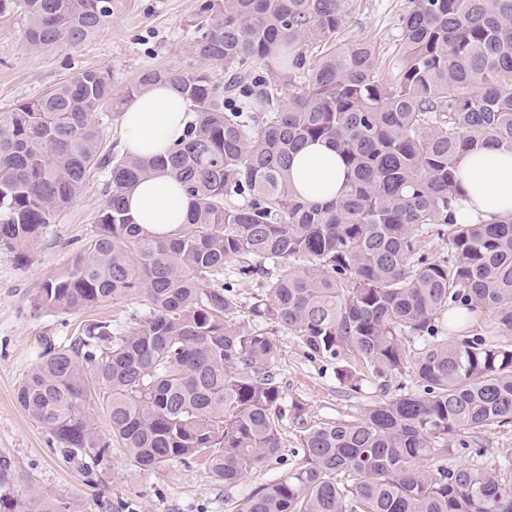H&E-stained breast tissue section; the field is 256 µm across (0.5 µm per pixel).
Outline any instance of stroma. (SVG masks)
I'll use <instances>...</instances> for the list:
<instances>
[{
    "mask_svg": "<svg viewBox=\"0 0 512 512\" xmlns=\"http://www.w3.org/2000/svg\"><path fill=\"white\" fill-rule=\"evenodd\" d=\"M200 0H128L112 24L74 48L40 51L27 47L16 17L0 18V110L37 97L87 68L107 71L115 88L131 83L149 67L208 72L224 78L222 66L193 56L189 45ZM408 0H356L339 38L372 42L380 55L381 76L398 38L399 17ZM106 173L92 171L82 195L47 225L26 257L0 248V455L13 462L14 500L33 505L52 496L72 502L77 512H232L254 487L287 474L299 443L301 425L285 419L278 458L252 471L240 485L215 481L199 462L171 461L143 471L120 450L98 484L88 485L82 472L52 447V438L19 407L15 393L35 364L45 342H63L91 323L119 327L130 322L134 301L106 303L79 315L34 312L36 287L93 237V218L104 200ZM279 341L275 371L288 398L306 405V423L340 421L358 415L371 392L349 393L332 365L306 355L297 338L272 321L261 324ZM512 451V425L487 426L466 437L449 455V466H494Z\"/></svg>",
    "mask_w": 512,
    "mask_h": 512,
    "instance_id": "obj_1",
    "label": "stroma"
}]
</instances>
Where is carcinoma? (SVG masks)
<instances>
[{"mask_svg":"<svg viewBox=\"0 0 512 512\" xmlns=\"http://www.w3.org/2000/svg\"><path fill=\"white\" fill-rule=\"evenodd\" d=\"M353 4L201 0L190 50L224 66L226 84L147 68L119 91L84 69L0 111V247L26 257L92 170L110 175L96 234L38 285L33 308L79 314L134 297L133 326L49 344L16 390L89 483L114 448L143 471L203 459L226 486L278 457L286 411L299 420L305 405L286 406L278 339L237 321L232 282L215 285L231 263L236 278L262 282L254 316L336 365L348 391L382 390L352 419L302 430L300 462L235 512H512V458L447 464L452 438L512 424V346L465 334L450 344L438 327L456 306L512 333V214L453 221L458 156L488 142L512 150V0H408L386 80L373 45L336 41ZM123 6L0 0V16L19 15L28 45L48 51L84 43ZM273 58L286 94L257 71ZM161 83L189 104L184 138L154 158L105 149V111ZM315 139L347 169L328 203L290 185L293 154ZM158 169L193 197L188 222L165 235L132 223L122 203ZM433 234L447 245L438 258L425 250ZM90 379L106 395V433L86 406ZM12 471L1 456L0 512H76L58 498L10 501Z\"/></svg>","mask_w":512,"mask_h":512,"instance_id":"carcinoma-1","label":"carcinoma"}]
</instances>
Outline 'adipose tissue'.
I'll use <instances>...</instances> for the list:
<instances>
[{
    "mask_svg": "<svg viewBox=\"0 0 512 512\" xmlns=\"http://www.w3.org/2000/svg\"><path fill=\"white\" fill-rule=\"evenodd\" d=\"M187 112L186 99L170 86L149 87L121 111L124 152L144 158L166 152L182 138ZM458 168L456 223H488L512 213V150L487 144L462 155ZM290 179L304 200L329 202L336 199L345 183L346 167L331 143L313 141L294 154ZM125 204L134 223L164 234L187 222L192 198L173 174L157 171L126 192Z\"/></svg>",
    "mask_w": 512,
    "mask_h": 512,
    "instance_id": "1",
    "label": "adipose tissue"
}]
</instances>
